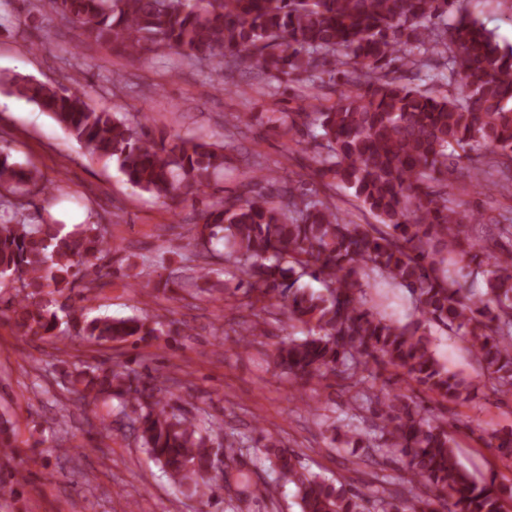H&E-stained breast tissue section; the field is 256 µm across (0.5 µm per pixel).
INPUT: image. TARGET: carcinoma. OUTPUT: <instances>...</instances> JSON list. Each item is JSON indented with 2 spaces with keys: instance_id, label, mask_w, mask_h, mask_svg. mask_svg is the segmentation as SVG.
<instances>
[{
  "instance_id": "1",
  "label": "carcinoma",
  "mask_w": 512,
  "mask_h": 512,
  "mask_svg": "<svg viewBox=\"0 0 512 512\" xmlns=\"http://www.w3.org/2000/svg\"><path fill=\"white\" fill-rule=\"evenodd\" d=\"M457 0H45L61 23L85 40L130 59L164 50L197 65L230 72L256 70L277 81H298L311 94L300 112H272L267 122L288 141L317 149L316 186L289 179L274 196L245 188L224 194L217 178L239 155L234 135L157 140L148 119L131 123L96 108L77 87L49 84L20 73H0V89L48 112L93 160L110 162L134 188L158 198L200 204L190 233L198 268L184 255L156 287L227 288L245 306L270 317L285 314L306 327L304 336L275 345V366L294 380L352 392L351 421L373 424L365 460L399 456L409 478L379 479L373 500L301 464L270 431L256 436L223 433L218 421L201 426L171 404L174 393L150 373L114 363L75 370L68 392L105 408L100 425L126 421L141 447L175 485L200 499L214 492L208 473L228 474L242 464L252 441L277 484L296 489L299 512H512V489L481 482L461 462L454 431L430 403L464 404L482 387L512 395V249H475L469 229L489 224L512 237V224L487 221L479 211L448 204V186L460 177L478 183L495 175L512 186V47H502L482 24L450 18ZM329 80H324V76ZM430 83L445 91L422 87ZM338 91L320 103L318 91ZM353 191L357 208L374 224L342 217L332 196L318 187ZM0 316L20 336L55 335L58 313L71 317L78 336L97 343L146 342L160 321L145 316L88 318L73 297L92 300L111 249L95 224L72 228L46 208L26 214L30 198L53 195L32 165L0 146ZM456 255L474 271L491 267L486 292L466 290L448 269ZM320 292L299 286L303 277ZM378 277L405 289L416 318L395 322L367 298L364 281ZM247 348L259 322H238ZM437 330L462 337L481 368L483 383L459 376L432 346ZM402 377L423 395L372 392L381 372ZM512 469V433L479 437ZM269 486L245 481L230 498L235 512Z\"/></svg>"
}]
</instances>
